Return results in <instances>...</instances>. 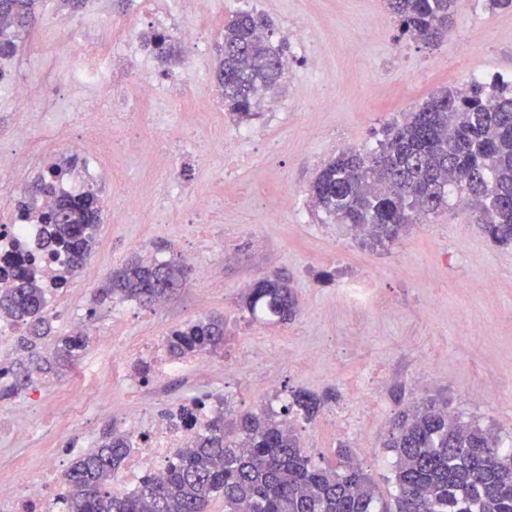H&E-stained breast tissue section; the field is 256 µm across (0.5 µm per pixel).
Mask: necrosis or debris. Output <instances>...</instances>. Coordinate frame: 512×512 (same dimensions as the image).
Segmentation results:
<instances>
[{"label":"necrosis or debris","mask_w":512,"mask_h":512,"mask_svg":"<svg viewBox=\"0 0 512 512\" xmlns=\"http://www.w3.org/2000/svg\"><path fill=\"white\" fill-rule=\"evenodd\" d=\"M54 52L66 62L61 82L46 81L33 87L28 81L16 78L13 60L0 59V92L22 102L41 94L48 101H63L64 110L60 124L45 139L43 153L62 156H79L87 164L78 176L63 181L60 191L78 193L98 178V165L112 157L114 148L140 152L147 138L163 141L164 149L156 150L155 159L166 169L169 179L165 192L179 188L178 172L183 157L204 159L215 144H223L225 157H237L240 148L254 140L255 129L238 127L232 137H225L223 127L216 126L202 136H186L180 124L165 123L150 117L155 99V88L149 81L137 82L130 94L132 105L119 121H102L95 98L112 85L115 57L112 53V24L101 21L94 36H87L84 27L71 22L65 37ZM75 84L86 88L84 97L72 99L64 96L63 88ZM32 126L19 124L15 138L19 144L12 157L0 163V259L24 249L39 263L45 273H52L55 266L49 263L43 249L44 227L36 220H20L11 204L13 192L28 174L33 158L29 151ZM208 423L207 415H199L190 427H177L171 423L156 422L151 415H144L132 434L136 445L124 470L116 476L111 490L116 494L127 493L144 477H160L166 472L175 449L189 447L197 433ZM60 476L34 473L21 469L17 478L0 484V501L12 503L14 512H66L62 499Z\"/></svg>","instance_id":"necrosis-or-debris-1"}]
</instances>
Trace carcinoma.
<instances>
[{"instance_id": "cac0c4a2", "label": "carcinoma", "mask_w": 512, "mask_h": 512, "mask_svg": "<svg viewBox=\"0 0 512 512\" xmlns=\"http://www.w3.org/2000/svg\"><path fill=\"white\" fill-rule=\"evenodd\" d=\"M37 0H0V57L18 49L21 31L32 26ZM400 37L435 44L448 36L455 0H386ZM265 16L249 11L224 22V50L217 80L224 110L241 124L256 116L255 91H269L282 73L287 39L274 43ZM145 48L165 60L173 50L170 35L146 37ZM72 170L69 162L51 165L31 187L29 198L48 194ZM315 206L339 224L364 227L376 241L399 239L409 224L422 222L455 196L468 202L475 223L490 240L512 244V87L504 79L472 81L430 96L417 110L392 125L373 153L340 152L319 172L309 189ZM50 227L48 258L62 257L63 273L47 282L33 258L19 250L4 259L9 286L0 289V317L26 326L21 343L40 372L52 362L38 345L51 332L46 316L49 289L75 274L97 244L101 206L96 191L63 194L53 208L38 211ZM186 269L177 261L144 264L130 260L112 271L96 300L119 298L151 305L167 296L160 280L173 284ZM254 320L286 322L297 302L280 280L260 279L248 297ZM85 346L84 337L58 336L54 358L68 359ZM171 358L219 355L224 350V321L204 317L165 337ZM13 382L0 400L19 393L29 381L14 369ZM325 399L291 391L283 418L247 412L224 420L219 408L193 447L176 454L166 476H147L137 491L110 493L129 454V438L106 433L64 474L67 512H208L216 497L224 512H389L377 510L374 484L358 467L341 471L312 461L300 448L288 416L312 420ZM384 447L395 454L393 482L397 512H512V452L478 424L448 414L436 400L403 411Z\"/></svg>"}]
</instances>
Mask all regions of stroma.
<instances>
[{
    "mask_svg": "<svg viewBox=\"0 0 512 512\" xmlns=\"http://www.w3.org/2000/svg\"><path fill=\"white\" fill-rule=\"evenodd\" d=\"M104 18L135 20L150 32L153 8L162 0H101ZM235 7L259 9L272 23L275 37L303 23L313 34L309 46L296 52L293 70L282 74L278 87L259 101L252 124L260 131L248 157H272L266 167L239 165L226 181L215 171L224 165L221 151L200 163L185 159L181 179L189 193L157 195L153 204L166 212L164 223H151L145 212L115 207L103 214L97 245L90 256L100 277L126 260L166 261L183 246L196 250L205 274L195 289L178 288L154 306L112 299L98 304L95 289L80 277L67 280L48 301L52 333L71 334L73 321L88 324L93 335L75 357L61 360L49 375L33 374L18 395L0 401V417L25 404L30 420L0 440V480L14 477V466L28 461L38 470L51 464L70 468L76 451H89L111 431L112 421L92 417L81 429L62 436L61 422L72 404V391L90 386L103 373L120 376L125 351L151 342L163 345L170 331L199 318L222 317L224 353L210 357L204 372L165 379L161 386L138 391L121 384L100 392L95 409L122 412V431L137 428L144 411L165 421L169 410L208 396L209 407H223L225 419L266 409L269 379L282 394L304 390L326 397L312 422L296 420L294 431L306 454L323 465L338 466L339 447H347L352 463L372 478L379 499L393 501L390 456L383 443L397 415L428 398L512 440V246L486 238L465 202L430 215L405 228L394 243L380 244L334 223L314 208L308 189L323 166L347 148L375 150L386 126L402 120L430 95L465 84L475 77L512 76V11L494 12L486 0H455L448 38L429 47L397 36L394 16L381 0H236ZM229 9L201 10L196 15L206 32L205 52L177 43L168 62L155 65L157 111H165L171 72L190 68L184 104L174 121L191 132L223 125L232 134L236 124L223 106L193 111L190 102L218 94L217 45L224 37ZM68 0L38 4L36 21L19 51L44 80L59 78L63 66L52 48L69 21L81 17ZM116 53L125 57L112 85L99 97L103 117L126 111L128 83L139 72L122 36ZM56 107L41 97L19 105L0 97V140L11 138L23 121L50 131ZM260 178L263 192L250 190ZM297 193L295 212L270 217L268 197L287 190ZM224 199V221L197 227L187 215L194 194ZM223 248H216V240ZM497 288L487 289L488 276ZM366 277L368 287L385 299V311L354 312L346 304V280ZM284 278L298 300L287 322L251 320L245 308L253 284L262 278ZM288 349L293 363L277 359ZM432 361L416 360L417 352ZM496 386L500 399L484 401L479 391ZM370 445L358 447V434Z\"/></svg>",
    "mask_w": 512,
    "mask_h": 512,
    "instance_id": "stroma-1",
    "label": "stroma"
}]
</instances>
